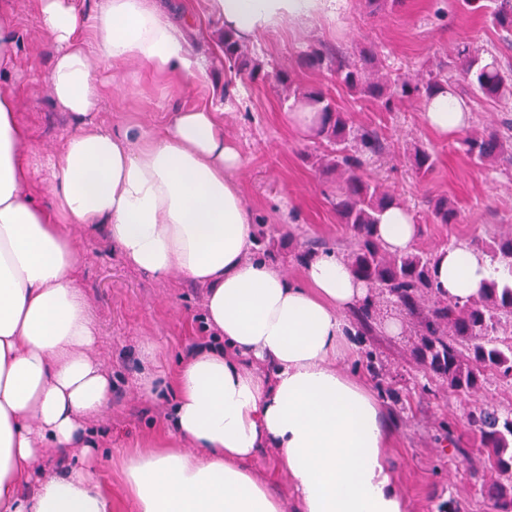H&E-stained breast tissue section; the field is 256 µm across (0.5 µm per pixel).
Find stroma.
<instances>
[{
	"label": "stroma",
	"instance_id": "35a3bbf8",
	"mask_svg": "<svg viewBox=\"0 0 512 512\" xmlns=\"http://www.w3.org/2000/svg\"><path fill=\"white\" fill-rule=\"evenodd\" d=\"M170 2L174 13L187 11L195 20L191 42L205 61V76L184 90L137 66L124 67L100 104V118L108 125L147 129L199 103L223 110L224 132L244 159L239 175L244 199L256 223L271 236L272 260L288 277L300 279L307 241L319 238L342 246L352 236L328 202L338 184L336 175L315 162L328 146L290 122L287 91L268 79L253 81L224 66L219 44L223 25L209 13L206 0ZM11 6L19 46L14 70L4 82L22 99L20 118L30 129L33 145L55 153L69 130L46 81L55 49L43 36L36 0H12ZM498 42L482 12L471 10L463 0H403L395 10L375 14L365 0H347L336 25L289 26L247 48L267 76L284 71L295 85L323 88L354 126L378 130L387 152L381 160L368 161L364 172L413 212L421 226L416 249L435 253L456 242L482 243L512 229V163L486 170L466 153L464 133L445 136L429 127L421 100L382 108L333 81L310 58L329 49L354 60L372 54L381 72L413 76L451 62L461 45L487 48ZM417 145L428 147L436 157L433 172L423 179L411 161ZM442 196L456 203L457 223H434L430 202ZM74 245L80 256V286L97 331L93 353L112 378L109 409L87 423L101 435L93 462L99 481L112 487V512H133L123 492L120 459L164 435L173 405L172 392L147 397L138 383L147 374L167 377L179 356L209 343L203 319L205 290L178 275L157 279L128 266L102 232H75ZM398 310L393 301L381 299L370 331L359 337L340 366L384 394L389 388L396 392L383 399L396 431L387 459L410 512H439L451 501L460 504L462 512H492L463 454L479 447L471 413L482 407L512 409V384L492 381L471 396L450 392L446 383L425 375L418 364L414 350L419 336L413 320L405 321L400 334L386 331L385 317Z\"/></svg>",
	"mask_w": 512,
	"mask_h": 512
}]
</instances>
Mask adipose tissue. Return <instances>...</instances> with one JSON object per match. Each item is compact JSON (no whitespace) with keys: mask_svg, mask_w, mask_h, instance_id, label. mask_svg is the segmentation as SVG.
I'll list each match as a JSON object with an SVG mask.
<instances>
[{"mask_svg":"<svg viewBox=\"0 0 512 512\" xmlns=\"http://www.w3.org/2000/svg\"><path fill=\"white\" fill-rule=\"evenodd\" d=\"M55 46L49 85L70 122L51 156L29 146L13 91L0 86V512H112L91 469L86 424L112 401L93 355L88 302L78 286L71 231L104 228L125 262L181 275L206 289L211 345L181 357L170 433L123 464L135 512H409L387 462L392 434L375 389L343 371L354 348L346 315L370 304L369 286L336 252L303 260L301 279L255 257L254 217L238 180L243 158L222 111H178L146 130L97 120L105 86L96 62L133 63L188 82L201 64L164 0H37ZM345 0H210L238 40L290 23L338 21ZM466 103L439 90L426 119L460 132ZM388 249H411L419 226L402 206L379 216ZM502 275L463 245L434 268L444 300L479 296ZM272 448L291 498L257 480Z\"/></svg>","mask_w":512,"mask_h":512,"instance_id":"ef3b65f1","label":"adipose tissue"}]
</instances>
